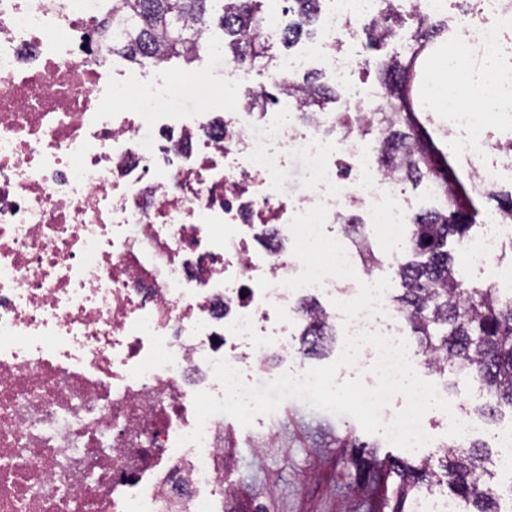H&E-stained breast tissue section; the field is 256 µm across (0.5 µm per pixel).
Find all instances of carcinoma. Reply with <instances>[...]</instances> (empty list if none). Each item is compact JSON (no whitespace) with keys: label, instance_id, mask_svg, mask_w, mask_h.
Returning a JSON list of instances; mask_svg holds the SVG:
<instances>
[{"label":"carcinoma","instance_id":"cac0c4a2","mask_svg":"<svg viewBox=\"0 0 512 512\" xmlns=\"http://www.w3.org/2000/svg\"><path fill=\"white\" fill-rule=\"evenodd\" d=\"M220 4L218 22L224 29V52L235 60L253 65L270 61V44L259 35L265 17L262 0H112V11L97 24L102 33L112 28V55L142 67L160 59L177 60L185 66L199 57L202 33L213 21L212 3ZM287 13L298 20L283 29L281 42L291 47L304 35V25L316 19L325 0H284ZM404 17L387 3L379 18L368 25L366 39L371 49L386 44L388 34L401 26ZM444 23H422L412 37L410 53L392 56L380 63L383 87L390 95L387 108L375 113L368 136L377 143L382 167L399 162L403 181L430 179L423 150L408 132L404 113L398 111L400 85L409 68L417 63V52L429 46ZM301 93V111L324 112L336 100L335 90L306 76L298 82L284 76ZM477 210L437 209L414 221L411 244L416 261L398 268L402 294L394 297L397 310L408 316V327L419 340V353L427 368L448 372L472 384L489 397L475 412L494 415L497 404L512 408V298L489 287L468 285L458 274L448 242L469 240ZM331 329L315 320L302 332L303 350L324 345ZM443 477L448 489L471 505L469 512H499L495 489L483 480L491 462L486 443L470 441L444 449Z\"/></svg>","mask_w":512,"mask_h":512}]
</instances>
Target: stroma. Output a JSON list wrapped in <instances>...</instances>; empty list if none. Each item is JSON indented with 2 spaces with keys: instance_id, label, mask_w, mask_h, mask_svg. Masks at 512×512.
<instances>
[{
  "instance_id": "35a3bbf8",
  "label": "stroma",
  "mask_w": 512,
  "mask_h": 512,
  "mask_svg": "<svg viewBox=\"0 0 512 512\" xmlns=\"http://www.w3.org/2000/svg\"><path fill=\"white\" fill-rule=\"evenodd\" d=\"M414 29L413 22H405L376 52L362 41L345 43V50L361 61L352 81L379 86L378 61L403 54ZM419 375L436 384L454 407L469 411L472 439L485 441L493 430L512 426L510 412L495 421L474 413L481 397L472 385L450 386L449 375L426 368ZM223 429L224 512H422L419 503L429 493L447 503L446 512H467L446 486L407 478L411 468L441 472V449L394 446L366 433L352 417L289 399L248 427L225 417Z\"/></svg>"
}]
</instances>
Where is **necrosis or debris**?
Here are the masks:
<instances>
[{"label": "necrosis or debris", "instance_id": "obj_1", "mask_svg": "<svg viewBox=\"0 0 512 512\" xmlns=\"http://www.w3.org/2000/svg\"><path fill=\"white\" fill-rule=\"evenodd\" d=\"M380 0H330L321 36L277 64L293 74L318 59L358 113L304 112L283 94L265 103L216 47L226 105L220 120L178 107L180 87L204 74L137 66L112 75L96 21L102 0H0V512H223L222 415L201 445L197 392L222 395L212 361L264 370L299 325L303 266L293 217L317 205L327 223L358 215L396 243L408 239L409 201L375 166L362 133L376 89L346 82ZM477 0L450 16L448 59L493 53L500 81L487 110L512 101V0L476 22ZM425 92L428 120L451 145L472 195L502 181L488 153L512 150L482 113L446 108ZM305 156L308 189L289 194L282 173ZM356 279L326 278L313 292L350 333L406 338L407 316L383 301L345 320L336 301L378 279L346 245Z\"/></svg>", "mask_w": 512, "mask_h": 512}]
</instances>
